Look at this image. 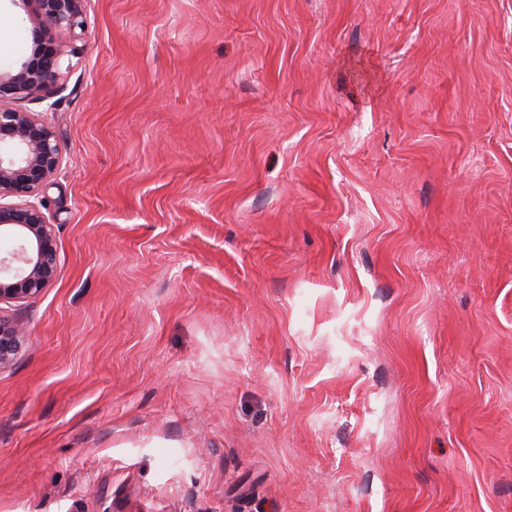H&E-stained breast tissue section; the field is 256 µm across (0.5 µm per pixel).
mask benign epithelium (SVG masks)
I'll list each match as a JSON object with an SVG mask.
<instances>
[{"mask_svg": "<svg viewBox=\"0 0 512 512\" xmlns=\"http://www.w3.org/2000/svg\"><path fill=\"white\" fill-rule=\"evenodd\" d=\"M55 48H34L16 68L0 70V304L33 298L56 277L54 225L44 212L43 191L62 166L52 127L20 101L42 103L66 89L81 59L86 0H31ZM27 340L25 322L0 313V371L11 366Z\"/></svg>", "mask_w": 512, "mask_h": 512, "instance_id": "7a95c632", "label": "benign epithelium"}]
</instances>
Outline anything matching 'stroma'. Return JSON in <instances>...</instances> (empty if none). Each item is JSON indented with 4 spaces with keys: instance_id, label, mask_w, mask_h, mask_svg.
<instances>
[{
    "instance_id": "35a3bbf8",
    "label": "stroma",
    "mask_w": 512,
    "mask_h": 512,
    "mask_svg": "<svg viewBox=\"0 0 512 512\" xmlns=\"http://www.w3.org/2000/svg\"><path fill=\"white\" fill-rule=\"evenodd\" d=\"M86 22L0 512H512V0Z\"/></svg>"
}]
</instances>
